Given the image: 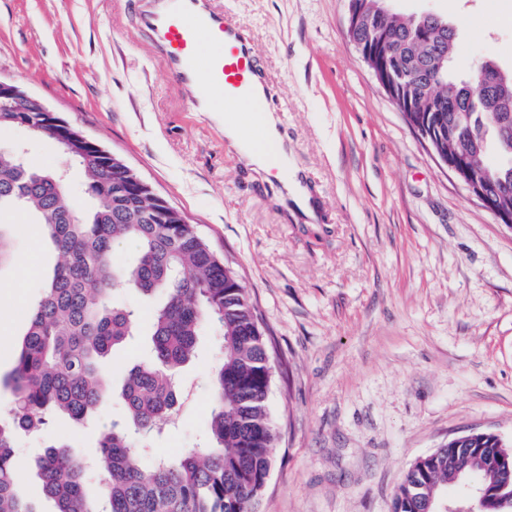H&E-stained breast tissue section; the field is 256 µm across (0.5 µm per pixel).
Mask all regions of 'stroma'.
I'll return each mask as SVG.
<instances>
[{
	"label": "stroma",
	"mask_w": 512,
	"mask_h": 512,
	"mask_svg": "<svg viewBox=\"0 0 512 512\" xmlns=\"http://www.w3.org/2000/svg\"><path fill=\"white\" fill-rule=\"evenodd\" d=\"M250 31L274 85L288 155L319 204L310 221L269 171L248 164L224 128L171 82L131 0H0V78L17 82L108 150L195 224L255 304L270 344L268 406L278 434L257 512H392L414 461L471 432L512 443V229L495 218L410 128L346 35L348 0H219ZM457 30L454 66L475 55L512 68V0H394ZM39 170H69L55 143L19 127ZM0 377L58 256L24 211L0 215ZM34 274H26V266ZM135 336L104 368L113 389L144 359L154 300L132 290ZM205 330L184 370L189 398L145 463L196 447L223 359ZM111 397L93 424L52 422L16 440L18 491L53 512L36 476L46 445L91 462Z\"/></svg>",
	"instance_id": "stroma-1"
}]
</instances>
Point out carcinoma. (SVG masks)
Instances as JSON below:
<instances>
[{"instance_id":"carcinoma-1","label":"carcinoma","mask_w":512,"mask_h":512,"mask_svg":"<svg viewBox=\"0 0 512 512\" xmlns=\"http://www.w3.org/2000/svg\"><path fill=\"white\" fill-rule=\"evenodd\" d=\"M373 29L386 40L405 74L396 104L413 103L417 119L437 125L445 155L490 176L488 189L500 209L512 211V71L493 61L473 59L458 78L450 62L456 28L441 18L384 11L385 0H360ZM27 126L48 136L39 112H12L0 106V128ZM496 147L503 163L484 167ZM61 151L80 167L88 205L75 196L59 172L30 168L24 155L0 149V214L21 209L43 227L61 261L27 314L12 372L3 380L15 406L0 419V512H37L16 492L13 448L21 432L38 433L63 414L83 425L107 395L101 361L124 344L137 316L113 303L117 288L144 296L161 295L153 314L151 359L130 369L121 397L126 414L99 442L97 470L103 494H86V465L62 445L47 447L38 476L54 512H256L275 448L268 393V341L246 287L225 266L193 224H160L148 194L127 195L123 175L103 163L97 151L76 143ZM136 244L132 259L118 262L115 244ZM220 336L224 360L211 374V414L207 445L175 458L160 457L145 467L137 444L175 423L182 387L178 371L195 353L204 326ZM468 477L490 475L486 460L472 456ZM458 466L448 449L415 462L394 495V512L437 509Z\"/></svg>"}]
</instances>
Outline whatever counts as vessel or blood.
Instances as JSON below:
<instances>
[{"label": "vessel or blood", "mask_w": 512, "mask_h": 512, "mask_svg": "<svg viewBox=\"0 0 512 512\" xmlns=\"http://www.w3.org/2000/svg\"><path fill=\"white\" fill-rule=\"evenodd\" d=\"M142 27L153 37L171 81L190 93L195 111L237 124L238 105L270 109L273 90L256 66L244 28L215 0H137Z\"/></svg>", "instance_id": "b4317fda"}]
</instances>
